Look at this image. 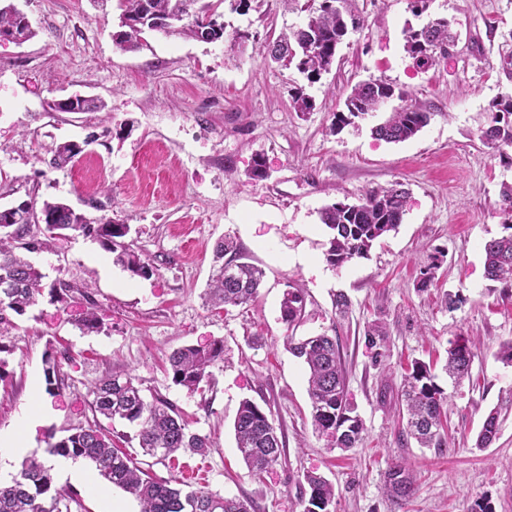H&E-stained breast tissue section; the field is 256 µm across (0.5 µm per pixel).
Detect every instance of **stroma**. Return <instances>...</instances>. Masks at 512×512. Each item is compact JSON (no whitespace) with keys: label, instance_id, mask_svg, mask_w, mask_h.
I'll return each mask as SVG.
<instances>
[{"label":"stroma","instance_id":"stroma-1","mask_svg":"<svg viewBox=\"0 0 512 512\" xmlns=\"http://www.w3.org/2000/svg\"><path fill=\"white\" fill-rule=\"evenodd\" d=\"M37 35L0 47V207L30 199L60 201L90 218L131 226L129 244L154 267L141 278L112 266L103 275L100 243L67 233L29 259L48 281L71 284L63 298L43 295L15 317L0 379V429L17 427L23 411H47L30 452L44 453L48 433L92 421L91 381L131 375L146 395L174 404L192 432L206 436L205 455L189 451L159 463L144 456L133 427L112 423V442L162 480L253 501L256 512H302L303 474L317 470L336 488V512H512V366L496 353L512 339V288L485 275L484 244L504 234L499 205L512 166L484 146L492 101L512 91L498 72L503 34L512 30V0H429L415 13L410 0H355L360 28L341 45L329 73L307 84L295 68L268 64L265 45L306 15L279 0H263L231 27L251 38L235 58L224 42L148 35L147 47H116L117 0H19ZM444 17L459 33L457 53L426 71L404 50V31ZM382 79L409 104L431 115L402 143L375 139L377 112L358 127L332 130L333 113L358 82ZM306 87L315 109L290 108ZM101 100L99 112H55L51 101L73 93ZM81 146L66 166L53 163L62 143ZM262 156L267 175L250 169ZM403 182L408 197L395 231L367 257L340 268L325 259L329 233L320 211L356 202L372 188ZM233 237L248 262L265 271L255 302L207 306L202 295L214 247ZM433 279L420 290L423 270ZM304 290L303 318L286 326L280 302L289 285ZM345 294L351 306L334 312ZM456 295L448 308L445 294ZM95 301L104 326L86 333L77 319ZM386 327L370 346L372 321ZM337 337L349 395L364 422L356 448L328 447L315 433L305 367L283 338ZM473 342L470 380L443 374L450 342ZM224 342V359L209 388L188 393L172 383L168 357L181 346ZM68 350L67 386L49 394L32 387L47 351ZM439 368L447 397L445 447L422 448L399 414L402 377L412 362ZM269 409L283 433L279 462L251 475L235 443L233 422L242 400ZM500 430L485 449L474 446L490 409ZM400 462L417 476L413 497L397 507L384 494L388 469ZM79 499L71 512H106L109 501L138 512L117 487L98 495L56 478Z\"/></svg>","mask_w":512,"mask_h":512}]
</instances>
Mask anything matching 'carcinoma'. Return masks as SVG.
Segmentation results:
<instances>
[{"label":"carcinoma","mask_w":512,"mask_h":512,"mask_svg":"<svg viewBox=\"0 0 512 512\" xmlns=\"http://www.w3.org/2000/svg\"><path fill=\"white\" fill-rule=\"evenodd\" d=\"M259 0H118L119 28L116 44L124 51H137L143 35L160 32L166 36L186 35L199 38L198 27L208 22L210 41L230 40L229 52L241 50L250 39L246 30L226 33L225 13L244 16ZM300 9L307 13L299 27L281 32L268 50L266 60L283 67L295 66L310 83L320 80L336 61V53L349 29L361 25L351 0H306ZM17 30L26 40L35 36L33 29L20 26V17L12 0L0 3V32ZM457 34L446 18L429 20L418 29L405 31V50L416 67L429 70L445 57L442 47L456 42ZM508 50L499 54V69L512 80V31L505 39ZM395 95L392 85L382 79L356 84L341 109L333 113L336 129L355 123L377 112L385 101ZM296 112H309L314 102L303 88L291 95ZM491 120L482 131V141L498 152L512 148V96H503L490 106ZM431 113L410 104L396 107L387 119L372 128V134L386 142H404L424 128ZM82 152L74 143H64L55 150L53 163L63 166ZM407 192L397 182L389 187L368 191L358 206L348 207L339 201L321 211V222L330 230L326 262L342 267L355 259L368 256L374 242L396 229L403 221ZM41 210L53 217L52 224L35 222L34 212L18 210L0 213V353L8 351L4 338L14 328L13 315H22L35 306L43 295L45 274L20 252L34 253L44 248L48 238L59 230H69L97 239L113 254V262L134 276L150 277L153 266L125 242L131 226L108 218L95 224L84 214L63 203L45 201ZM510 233L484 244L485 273L488 279L505 284L512 282V225ZM220 262L212 276L208 299L214 304L243 306L257 297L264 272L244 260L236 241L224 238L216 246ZM305 312V295L299 288H290L280 304L282 321L287 326L298 322ZM79 328L99 332L102 321L95 302L79 320ZM284 344L308 369V394L312 407L315 433L333 448L347 451L356 447L364 424L350 400L336 337L325 333L296 341L284 337ZM68 356L50 353L45 357L44 377L47 391L55 394L65 386L62 362ZM474 352L466 338L456 340L448 349L444 371L455 384L471 374ZM224 360V341L214 339L205 344L187 345L174 350L169 358L172 382L190 393L202 392L210 385V368ZM437 375L429 365L416 361L403 376L400 398L406 411V429L422 448H441L446 444L442 424L447 396L436 382ZM92 411L109 422L120 421L136 429V438L143 453L166 460L182 448L203 455L208 439L192 432L180 411L161 397L148 398L129 375H114L90 383ZM236 448L251 472L259 475L281 457L283 435L269 414L249 399L241 402L234 420ZM499 431L498 411L487 415L477 438L476 447L486 448ZM55 457L83 458L90 461L98 475L115 487L131 494L141 506L140 512H249L248 502L221 497L197 489L188 483L175 488L167 481H157L142 470L133 459L112 448L111 433L98 422L77 426L62 438L49 433L45 457L26 458L11 481L0 483V512H70L74 494L54 485L51 461ZM304 481L309 496L301 499L303 512H336V492L323 475L308 471ZM415 476L409 467L396 464L387 473L384 493L393 503L401 505L414 493Z\"/></svg>","instance_id":"cac0c4a2"}]
</instances>
